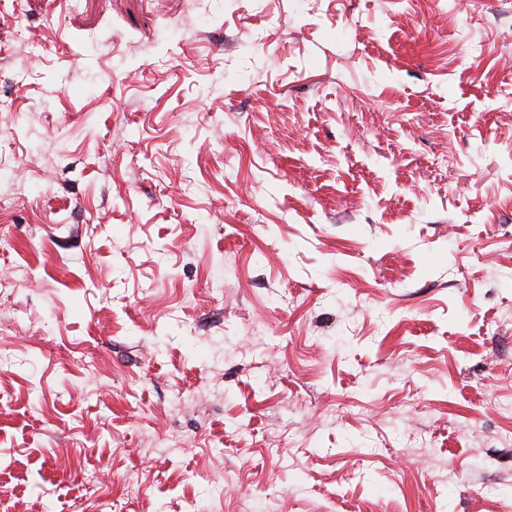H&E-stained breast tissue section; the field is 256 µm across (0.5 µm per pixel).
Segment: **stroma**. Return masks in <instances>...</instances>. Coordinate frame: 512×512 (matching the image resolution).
Masks as SVG:
<instances>
[{"mask_svg":"<svg viewBox=\"0 0 512 512\" xmlns=\"http://www.w3.org/2000/svg\"><path fill=\"white\" fill-rule=\"evenodd\" d=\"M508 93L512 0H0V512H502Z\"/></svg>","mask_w":512,"mask_h":512,"instance_id":"35a3bbf8","label":"stroma"}]
</instances>
